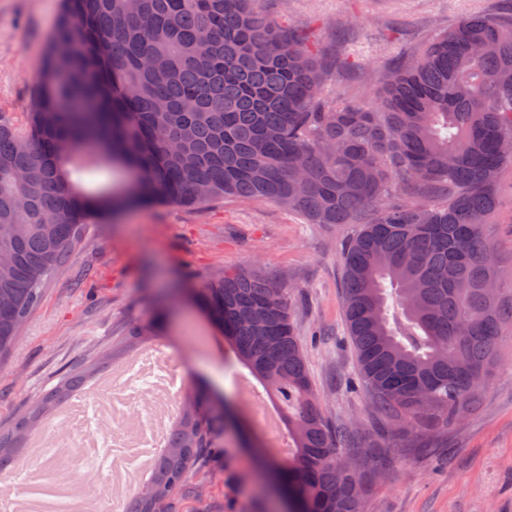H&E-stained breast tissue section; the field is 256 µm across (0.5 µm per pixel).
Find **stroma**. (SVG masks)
<instances>
[{
    "label": "stroma",
    "instance_id": "stroma-1",
    "mask_svg": "<svg viewBox=\"0 0 512 512\" xmlns=\"http://www.w3.org/2000/svg\"><path fill=\"white\" fill-rule=\"evenodd\" d=\"M262 11L295 25L337 62L327 100L372 101L386 71L467 15L512 18V0H261ZM60 0H0V113L29 112ZM352 224H307L266 200L235 198L204 207L125 210L85 232L68 262L45 284L40 306L0 364V426L12 421L66 372L109 355L129 330L157 322L163 350L185 336L210 342L181 354L191 392L221 399L240 430L207 449L178 492L175 512H279L238 391L242 367L224 364V339L178 291L227 269L271 277L288 291L314 389L332 425L353 436L350 459L370 460L363 512H512V326H505L476 406L429 448H384L363 388H351L355 354L344 334L341 247ZM488 233L512 270V170L499 190Z\"/></svg>",
    "mask_w": 512,
    "mask_h": 512
}]
</instances>
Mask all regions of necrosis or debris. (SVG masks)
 <instances>
[{
    "label": "necrosis or debris",
    "mask_w": 512,
    "mask_h": 512,
    "mask_svg": "<svg viewBox=\"0 0 512 512\" xmlns=\"http://www.w3.org/2000/svg\"><path fill=\"white\" fill-rule=\"evenodd\" d=\"M146 344L126 360L128 377L107 398L75 403L34 440L21 488L23 512H126L128 494L153 460L187 392L172 357Z\"/></svg>",
    "instance_id": "4bbe7bcc"
}]
</instances>
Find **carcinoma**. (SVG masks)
<instances>
[{"instance_id": "carcinoma-1", "label": "carcinoma", "mask_w": 512, "mask_h": 512, "mask_svg": "<svg viewBox=\"0 0 512 512\" xmlns=\"http://www.w3.org/2000/svg\"><path fill=\"white\" fill-rule=\"evenodd\" d=\"M260 0H62L23 123L0 113V358L90 224L131 206L267 200L309 224H358L342 247L357 378L391 447L472 410L512 299L486 228L512 168V21L461 19L389 71L378 103L321 100L332 60ZM109 165L120 184L79 186ZM194 297L232 356L285 406L292 453L265 471L285 512H361L316 396L288 297L224 271ZM89 378L73 370L7 428L0 465ZM228 416L189 397L128 512L172 504Z\"/></svg>"}]
</instances>
